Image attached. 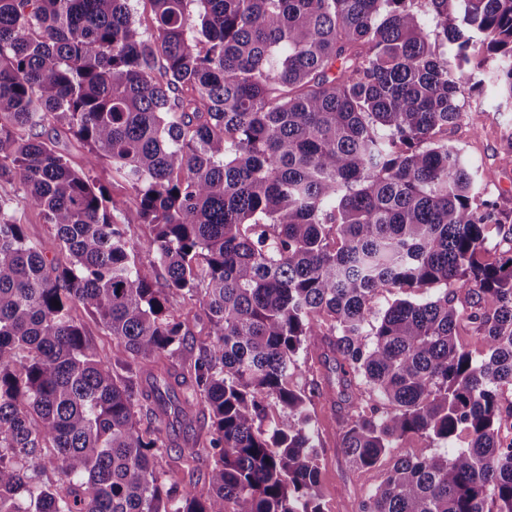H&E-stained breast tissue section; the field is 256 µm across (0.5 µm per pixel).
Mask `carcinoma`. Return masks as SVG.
<instances>
[{"label":"carcinoma","mask_w":512,"mask_h":512,"mask_svg":"<svg viewBox=\"0 0 512 512\" xmlns=\"http://www.w3.org/2000/svg\"><path fill=\"white\" fill-rule=\"evenodd\" d=\"M132 2L0 0V512H323L313 336L354 467L460 443L362 512H512V255L448 144L465 84L512 105V0ZM436 293L434 288L425 290V291H412L411 294H403L398 288H391L390 291H383L380 293L375 299V307L376 309H385L389 304H391L395 299L398 298H408L415 301H422Z\"/></svg>","instance_id":"obj_1"}]
</instances>
